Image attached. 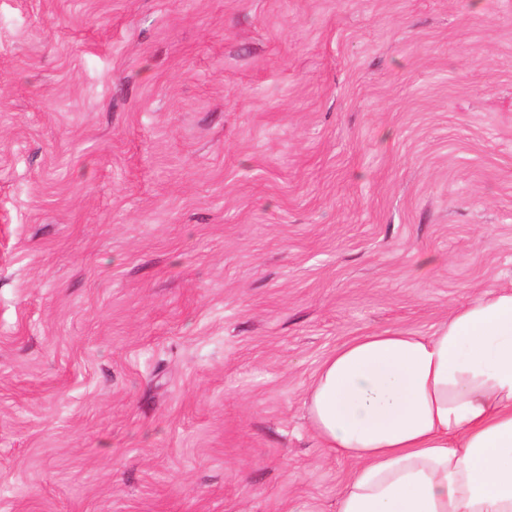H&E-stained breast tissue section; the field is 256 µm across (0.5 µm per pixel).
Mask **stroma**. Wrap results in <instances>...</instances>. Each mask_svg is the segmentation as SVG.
Returning <instances> with one entry per match:
<instances>
[{"label":"stroma","instance_id":"obj_1","mask_svg":"<svg viewBox=\"0 0 512 512\" xmlns=\"http://www.w3.org/2000/svg\"><path fill=\"white\" fill-rule=\"evenodd\" d=\"M512 286V0H0V512H336L327 355Z\"/></svg>","mask_w":512,"mask_h":512}]
</instances>
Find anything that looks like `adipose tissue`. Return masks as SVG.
Listing matches in <instances>:
<instances>
[{"label":"adipose tissue","instance_id":"ef3b65f1","mask_svg":"<svg viewBox=\"0 0 512 512\" xmlns=\"http://www.w3.org/2000/svg\"><path fill=\"white\" fill-rule=\"evenodd\" d=\"M305 407L351 465L337 512H512V289L478 294L430 336L345 343Z\"/></svg>","mask_w":512,"mask_h":512}]
</instances>
